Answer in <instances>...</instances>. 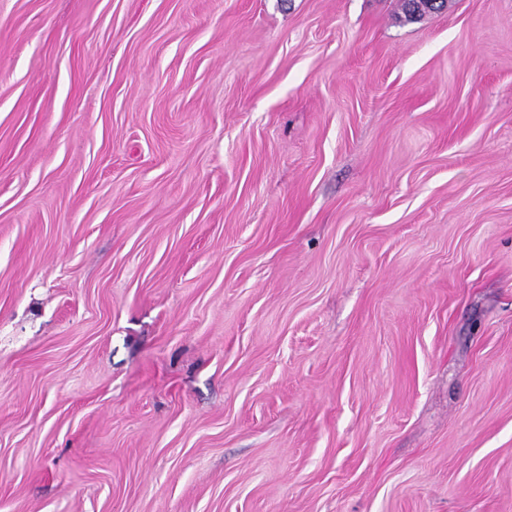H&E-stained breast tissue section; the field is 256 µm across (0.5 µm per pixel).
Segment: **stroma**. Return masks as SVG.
<instances>
[{"instance_id":"35a3bbf8","label":"stroma","mask_w":512,"mask_h":512,"mask_svg":"<svg viewBox=\"0 0 512 512\" xmlns=\"http://www.w3.org/2000/svg\"><path fill=\"white\" fill-rule=\"evenodd\" d=\"M0 0V512H512V0ZM447 2V0H405V13L408 20H417L426 13L445 9Z\"/></svg>"}]
</instances>
